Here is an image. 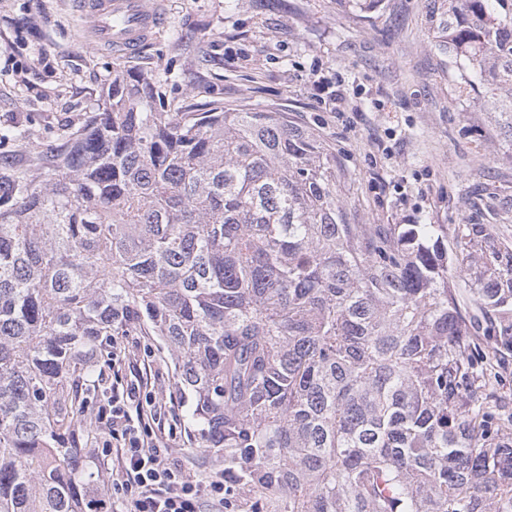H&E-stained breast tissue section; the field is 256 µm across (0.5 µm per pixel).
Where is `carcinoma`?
I'll return each instance as SVG.
<instances>
[{
    "instance_id": "1",
    "label": "carcinoma",
    "mask_w": 512,
    "mask_h": 512,
    "mask_svg": "<svg viewBox=\"0 0 512 512\" xmlns=\"http://www.w3.org/2000/svg\"><path fill=\"white\" fill-rule=\"evenodd\" d=\"M455 92L512 140V0H449ZM509 88L505 98L496 91ZM0 151V512H102L79 423L112 337L164 341L225 512H512L473 325L512 352V251L472 224H354L325 144L274 107H156L118 75L57 141ZM494 263L472 274L480 244Z\"/></svg>"
}]
</instances>
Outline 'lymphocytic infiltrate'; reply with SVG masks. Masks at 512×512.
I'll use <instances>...</instances> for the list:
<instances>
[{
    "label": "lymphocytic infiltrate",
    "instance_id": "obj_1",
    "mask_svg": "<svg viewBox=\"0 0 512 512\" xmlns=\"http://www.w3.org/2000/svg\"><path fill=\"white\" fill-rule=\"evenodd\" d=\"M112 375L111 409L98 420L112 439V497L122 512H204L208 503L223 508V475H191L169 456L162 427L166 408L152 397L147 377L128 372L117 351Z\"/></svg>",
    "mask_w": 512,
    "mask_h": 512
}]
</instances>
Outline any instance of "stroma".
<instances>
[{
	"label": "stroma",
	"mask_w": 512,
	"mask_h": 512,
	"mask_svg": "<svg viewBox=\"0 0 512 512\" xmlns=\"http://www.w3.org/2000/svg\"><path fill=\"white\" fill-rule=\"evenodd\" d=\"M167 27L132 56L91 41L74 0H0V147L13 134L55 140L96 111L119 74L152 76L161 108L212 100L228 108L278 107L320 137L344 175L340 189L358 224H440L449 238L474 210L470 193L498 211L482 221L512 242V142L488 114L456 99L448 60L435 47L448 0H162ZM343 82L346 102L319 94ZM127 361L148 369L174 456L186 471L220 472L201 448L189 404L160 337L132 329ZM476 347L485 378L512 417V354ZM81 427L101 457L96 419L112 385V353Z\"/></svg>",
	"instance_id": "35a3bbf8"
}]
</instances>
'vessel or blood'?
I'll list each match as a JSON object with an SVG mask.
<instances>
[{
    "label": "vessel or blood",
    "instance_id": "obj_1",
    "mask_svg": "<svg viewBox=\"0 0 512 512\" xmlns=\"http://www.w3.org/2000/svg\"><path fill=\"white\" fill-rule=\"evenodd\" d=\"M76 8L88 19L95 42L128 55L166 24L164 12L147 0H77Z\"/></svg>",
    "mask_w": 512,
    "mask_h": 512
}]
</instances>
